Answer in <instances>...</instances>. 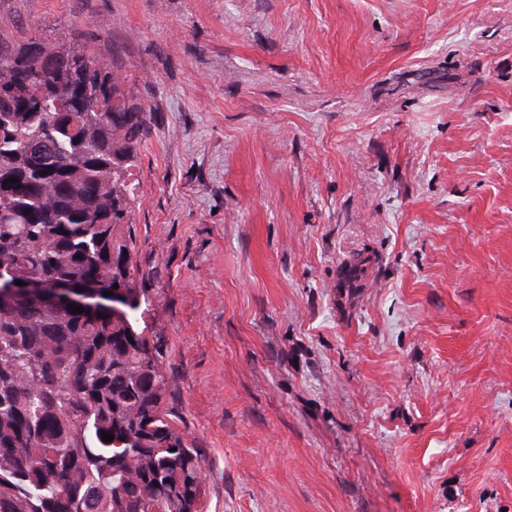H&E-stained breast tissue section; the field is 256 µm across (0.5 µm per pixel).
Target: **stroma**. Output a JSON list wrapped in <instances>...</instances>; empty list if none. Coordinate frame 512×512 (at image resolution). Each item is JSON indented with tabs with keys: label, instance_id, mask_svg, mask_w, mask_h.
Here are the masks:
<instances>
[{
	"label": "stroma",
	"instance_id": "stroma-1",
	"mask_svg": "<svg viewBox=\"0 0 512 512\" xmlns=\"http://www.w3.org/2000/svg\"><path fill=\"white\" fill-rule=\"evenodd\" d=\"M74 33L202 512H512V0H0Z\"/></svg>",
	"mask_w": 512,
	"mask_h": 512
}]
</instances>
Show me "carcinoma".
<instances>
[{"label": "carcinoma", "mask_w": 512, "mask_h": 512, "mask_svg": "<svg viewBox=\"0 0 512 512\" xmlns=\"http://www.w3.org/2000/svg\"><path fill=\"white\" fill-rule=\"evenodd\" d=\"M1 66L0 279L47 292L0 293V512H189L200 459L137 317L128 178L151 114L76 34L0 36ZM14 69L26 83L5 81ZM60 281L131 302L75 314L47 303Z\"/></svg>", "instance_id": "cac0c4a2"}]
</instances>
